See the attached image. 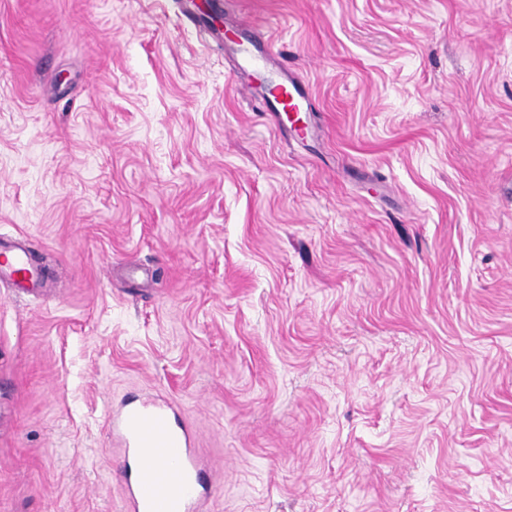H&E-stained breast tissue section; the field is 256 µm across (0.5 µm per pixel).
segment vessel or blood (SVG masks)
<instances>
[{
  "label": "vessel or blood",
  "instance_id": "b4317fda",
  "mask_svg": "<svg viewBox=\"0 0 512 512\" xmlns=\"http://www.w3.org/2000/svg\"><path fill=\"white\" fill-rule=\"evenodd\" d=\"M37 281L25 251L0 260V279ZM163 399L126 406L117 417L126 512H198L202 481L190 432Z\"/></svg>",
  "mask_w": 512,
  "mask_h": 512
}]
</instances>
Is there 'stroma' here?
<instances>
[{"mask_svg": "<svg viewBox=\"0 0 512 512\" xmlns=\"http://www.w3.org/2000/svg\"><path fill=\"white\" fill-rule=\"evenodd\" d=\"M180 2L0 0V512H124L155 397L200 512H512V0ZM14 253L11 260L9 258H3L0 262V280L21 277L23 281H33V283H37L38 275L34 270L28 265L26 261V253L20 247H16L13 249Z\"/></svg>", "mask_w": 512, "mask_h": 512, "instance_id": "obj_1", "label": "stroma"}]
</instances>
